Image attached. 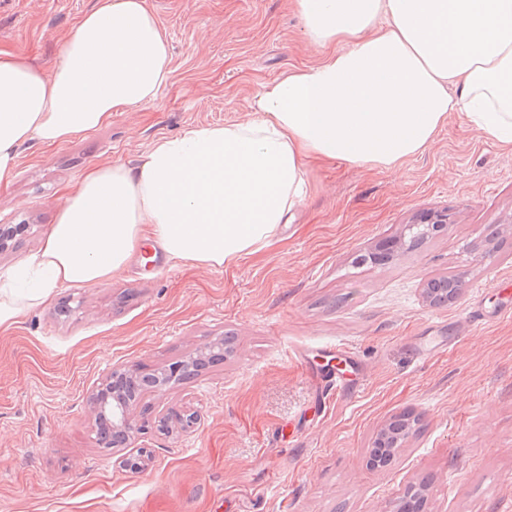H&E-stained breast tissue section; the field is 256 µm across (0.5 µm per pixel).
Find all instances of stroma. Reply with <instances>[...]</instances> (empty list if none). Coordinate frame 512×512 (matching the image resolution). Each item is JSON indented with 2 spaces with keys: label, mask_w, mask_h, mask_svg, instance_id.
Wrapping results in <instances>:
<instances>
[{
  "label": "stroma",
  "mask_w": 512,
  "mask_h": 512,
  "mask_svg": "<svg viewBox=\"0 0 512 512\" xmlns=\"http://www.w3.org/2000/svg\"><path fill=\"white\" fill-rule=\"evenodd\" d=\"M95 0H0V52L50 71ZM171 76L151 103L47 146L23 144L0 184V227L22 225L0 272L41 249L92 168L138 165L185 129L245 122L264 84L321 63L292 0H147ZM307 194L257 251L218 267L139 260L94 286L57 288L0 328V512H512V153L458 113L391 170L308 159ZM445 229L379 265L369 255L426 212ZM460 278L430 304L428 282ZM223 361L137 408L131 445H99L89 398L112 369L151 372L215 338ZM431 336L445 349L423 355ZM343 342L363 389L324 398L294 356ZM198 412L167 434L168 410ZM416 424L388 464L368 463L395 416ZM147 450L144 470L121 458Z\"/></svg>",
  "instance_id": "35a3bbf8"
}]
</instances>
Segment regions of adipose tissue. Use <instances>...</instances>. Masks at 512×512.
Wrapping results in <instances>:
<instances>
[{
	"instance_id": "ef3b65f1",
	"label": "adipose tissue",
	"mask_w": 512,
	"mask_h": 512,
	"mask_svg": "<svg viewBox=\"0 0 512 512\" xmlns=\"http://www.w3.org/2000/svg\"><path fill=\"white\" fill-rule=\"evenodd\" d=\"M319 65L264 85L249 122L157 140L136 168L85 177L44 246L0 273V325L30 299L123 272L144 241L221 267L255 251L302 201L307 159L393 169L457 112L512 149V0H295ZM170 53L146 0H96L51 72L0 54V182L19 147L59 144L153 101Z\"/></svg>"
}]
</instances>
